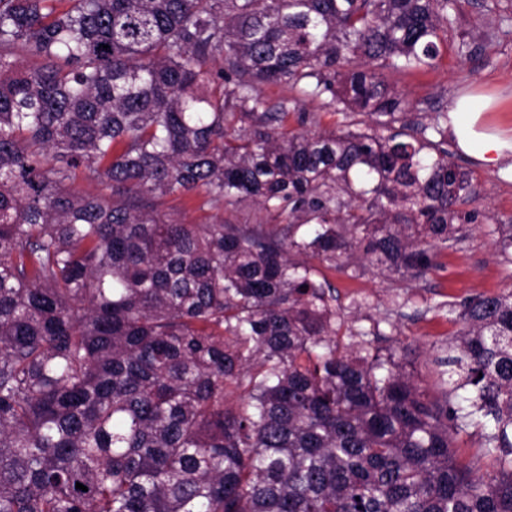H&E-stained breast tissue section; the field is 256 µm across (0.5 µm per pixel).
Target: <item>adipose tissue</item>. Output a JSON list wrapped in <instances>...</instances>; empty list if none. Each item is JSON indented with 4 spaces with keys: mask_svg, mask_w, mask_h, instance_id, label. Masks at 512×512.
<instances>
[{
    "mask_svg": "<svg viewBox=\"0 0 512 512\" xmlns=\"http://www.w3.org/2000/svg\"><path fill=\"white\" fill-rule=\"evenodd\" d=\"M449 116V135L457 147L481 168L512 171V130L487 127L481 111L475 110L471 98H459Z\"/></svg>",
    "mask_w": 512,
    "mask_h": 512,
    "instance_id": "1",
    "label": "adipose tissue"
}]
</instances>
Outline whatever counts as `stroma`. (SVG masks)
I'll list each match as a JSON object with an SVG mask.
<instances>
[{
	"label": "stroma",
	"instance_id": "obj_1",
	"mask_svg": "<svg viewBox=\"0 0 512 512\" xmlns=\"http://www.w3.org/2000/svg\"><path fill=\"white\" fill-rule=\"evenodd\" d=\"M486 0H457V33L465 34L469 53L457 54L455 48L443 50L437 66L425 72L393 73L389 81L410 103L416 119L429 122L438 111L449 109L461 93L471 92L495 97L498 104L487 111L490 124L512 127V35L497 32L493 17L485 8ZM261 94L271 106H283L287 129L307 125L312 129H335L340 114L326 104L325 98L302 95L283 83L261 85ZM455 159L470 171L484 190L477 223L469 225L468 238L462 244L442 250L439 267L421 278L401 277L365 266L357 278L329 268L320 274L336 291L337 303L348 319L365 327H378L383 347H403L407 355L405 369L429 398L440 397L442 387L433 363L441 346L454 337L458 326L452 316L430 311L437 301L454 302L476 296H491L512 289L491 229L496 223L512 222V174L489 172L463 153ZM158 211L168 221L182 224H267L271 218L262 205L249 201L239 210L200 208L191 197L168 195L160 199ZM405 299L393 309L392 298Z\"/></svg>",
	"mask_w": 512,
	"mask_h": 512
}]
</instances>
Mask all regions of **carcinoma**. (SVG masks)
Segmentation results:
<instances>
[{"label": "carcinoma", "mask_w": 512, "mask_h": 512, "mask_svg": "<svg viewBox=\"0 0 512 512\" xmlns=\"http://www.w3.org/2000/svg\"><path fill=\"white\" fill-rule=\"evenodd\" d=\"M454 2L0 0V512H512V291L427 307L461 325L432 400L304 260L417 278L467 239L448 113L387 80L436 67ZM268 82L348 122L289 130ZM174 194L288 222L176 224Z\"/></svg>", "instance_id": "cac0c4a2"}]
</instances>
